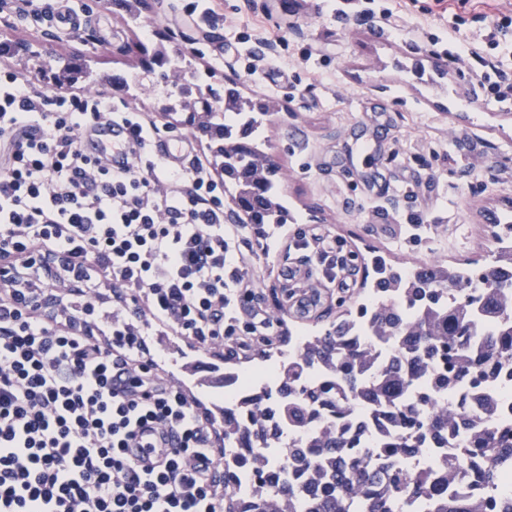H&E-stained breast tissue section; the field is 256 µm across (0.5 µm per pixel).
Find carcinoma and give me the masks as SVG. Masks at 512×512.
<instances>
[{
  "instance_id": "1",
  "label": "carcinoma",
  "mask_w": 512,
  "mask_h": 512,
  "mask_svg": "<svg viewBox=\"0 0 512 512\" xmlns=\"http://www.w3.org/2000/svg\"><path fill=\"white\" fill-rule=\"evenodd\" d=\"M137 23L145 0H114ZM155 74L185 69L186 56L153 48ZM198 97L227 103L198 125L220 159L224 188L261 236L292 220L279 169L257 132L270 101L218 92L197 80ZM173 112L184 100L155 80ZM489 263L455 268L441 260L406 270L373 259L370 296L392 301L348 309L305 339L273 405L249 400L245 420L212 404L224 431V512H512V496L488 502L460 485L499 483L512 466V422L491 389L512 378V221L495 224ZM459 441L435 470L406 461L426 440ZM254 473L250 496L237 471Z\"/></svg>"
}]
</instances>
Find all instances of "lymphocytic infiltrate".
Segmentation results:
<instances>
[{
    "label": "lymphocytic infiltrate",
    "mask_w": 512,
    "mask_h": 512,
    "mask_svg": "<svg viewBox=\"0 0 512 512\" xmlns=\"http://www.w3.org/2000/svg\"><path fill=\"white\" fill-rule=\"evenodd\" d=\"M115 120L142 141L158 132L110 99L0 69V259L63 255L70 272L112 285L124 313L104 343L0 297V512H224L222 441L144 358L133 322L205 350L274 323L237 306L245 227L225 223L223 183L199 160L171 169L145 152L115 169L88 154L85 126ZM147 428L176 438L151 467L129 454Z\"/></svg>",
    "instance_id": "lymphocytic-infiltrate-1"
}]
</instances>
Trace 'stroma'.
Returning <instances> with one entry per match:
<instances>
[{"instance_id": "1", "label": "stroma", "mask_w": 512, "mask_h": 512, "mask_svg": "<svg viewBox=\"0 0 512 512\" xmlns=\"http://www.w3.org/2000/svg\"><path fill=\"white\" fill-rule=\"evenodd\" d=\"M189 2L147 0L135 25L101 0H69L82 29L68 34L51 15L22 13L7 0L0 15L12 37L37 41L43 53L0 57V67L22 77L82 58L110 92L113 72L132 71L136 45L156 43L164 30L175 35L171 50L188 54L189 74L217 88L234 79L244 95L274 101L264 135L295 220L267 239L247 228L241 250L258 301L280 306L283 325L270 343L236 348L226 367L250 368L285 350L283 335L328 327L366 297L374 256L414 268L435 258L460 266L491 259L497 243L485 210L512 218V99L474 85L453 62L449 16L426 13L430 0H391L396 28L373 30L337 20L334 0H216L212 16L188 13ZM301 231L335 241L333 276L293 247ZM310 287L321 301L303 314L296 299ZM146 341L161 354L164 377L209 407L157 330Z\"/></svg>"}]
</instances>
